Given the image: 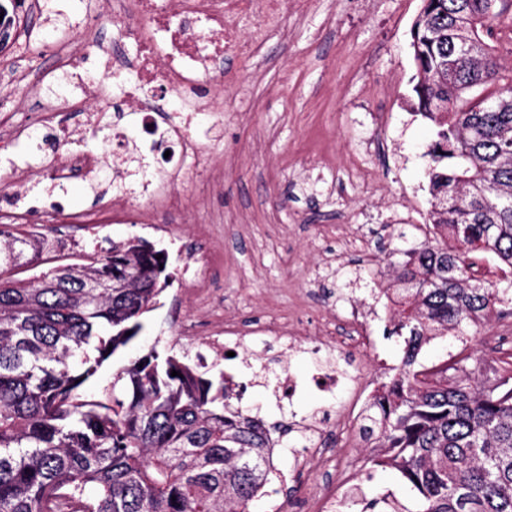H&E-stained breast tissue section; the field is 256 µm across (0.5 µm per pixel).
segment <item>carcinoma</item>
I'll use <instances>...</instances> for the list:
<instances>
[{
    "label": "carcinoma",
    "instance_id": "obj_1",
    "mask_svg": "<svg viewBox=\"0 0 512 512\" xmlns=\"http://www.w3.org/2000/svg\"><path fill=\"white\" fill-rule=\"evenodd\" d=\"M512 0H423L411 28L415 111L435 127L433 235L403 252L391 336L405 357L369 404L372 461L398 471L423 512H512V353L427 367L423 345L512 315V278L474 276V255L512 274ZM55 249L0 224V512H248L274 468L262 420L231 404L224 370L155 347L87 393L143 329L172 273L144 239L27 279ZM179 372L171 376V371ZM123 386H118V383ZM120 390H115V387ZM411 512L355 485L342 507Z\"/></svg>",
    "mask_w": 512,
    "mask_h": 512
}]
</instances>
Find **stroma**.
I'll return each mask as SVG.
<instances>
[{"mask_svg": "<svg viewBox=\"0 0 512 512\" xmlns=\"http://www.w3.org/2000/svg\"><path fill=\"white\" fill-rule=\"evenodd\" d=\"M421 7V0H288L281 32L259 56L226 54L224 123L216 129L208 119L198 123L216 141L217 164L189 169L179 187L188 209L160 216V223L175 225L172 239L142 224L61 223L66 212L111 210L112 168L100 170L96 186L79 177L61 190L46 179L15 181L13 169L61 164L72 146L6 138L11 127H34L40 119L0 106V209L23 212L25 224L74 262L136 238L166 252L173 281L120 362L157 344L203 356L248 381L238 405L280 436L274 464L291 478L297 440L282 434L289 413L275 406L272 391L282 370L300 378L313 373L316 357L303 351L285 357L280 344L270 342L255 347L249 362H229L204 338L228 321L245 332L269 321L295 322L318 336L347 303L368 305L392 287V263L428 237V151L435 136L414 110L410 47ZM19 21L14 42L0 51V88L13 99L28 95L34 83L63 81L58 46L82 24L112 26L110 12L89 14L86 0H39ZM285 69L292 74L286 82ZM203 232L214 255L206 315L182 281ZM393 315L383 310L369 321L373 346L342 342L352 369L380 382L404 357L403 341L387 335ZM476 334L482 356L512 353V316L490 317ZM330 467L317 481L346 475L363 482L368 496L392 491L420 512L400 474L373 465L362 443L340 442Z\"/></svg>", "mask_w": 512, "mask_h": 512, "instance_id": "obj_1", "label": "stroma"}]
</instances>
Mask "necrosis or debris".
I'll use <instances>...</instances> for the list:
<instances>
[{
    "instance_id": "necrosis-or-debris-1",
    "label": "necrosis or debris",
    "mask_w": 512,
    "mask_h": 512,
    "mask_svg": "<svg viewBox=\"0 0 512 512\" xmlns=\"http://www.w3.org/2000/svg\"><path fill=\"white\" fill-rule=\"evenodd\" d=\"M286 8V0H112L113 35L90 25L60 48V55L70 64L94 56L104 59L100 77L84 87V123L109 127L112 168L120 173L125 166L135 165L143 202L161 196L169 209L185 206L177 190L185 175L183 167L175 164L161 169L153 164L166 151L192 157L200 166L212 160L208 141L199 138L189 124L175 120L159 106V99L179 102L188 112L222 118L224 107L211 91L223 84L225 52L253 57L279 31ZM244 15L256 19L247 33L239 27ZM109 89L116 95L115 107L108 113L98 104ZM315 349L324 355L321 364L305 381L283 373L276 401L292 402L307 384L329 391L347 380V373L335 364L334 337H318ZM359 420V415L338 414L330 407L292 416L295 428L307 436L304 448L296 452L297 470L315 473L328 467L331 454L325 446L326 433L358 430Z\"/></svg>"
}]
</instances>
